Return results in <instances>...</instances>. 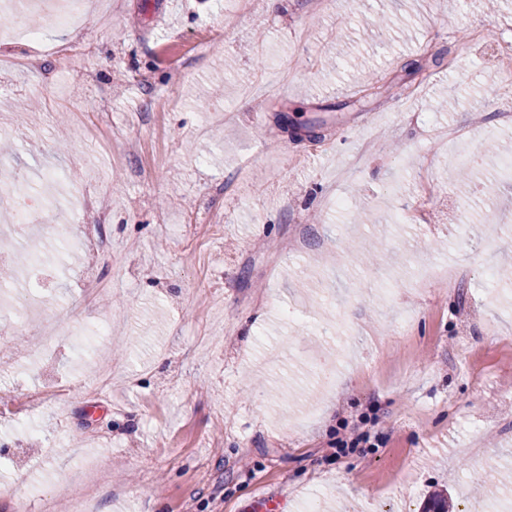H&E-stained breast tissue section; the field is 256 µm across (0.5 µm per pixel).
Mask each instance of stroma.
I'll return each instance as SVG.
<instances>
[{"mask_svg": "<svg viewBox=\"0 0 512 512\" xmlns=\"http://www.w3.org/2000/svg\"><path fill=\"white\" fill-rule=\"evenodd\" d=\"M88 6L84 29L41 10L39 43L0 37V243L23 251L12 210L39 198L66 243L45 313L111 320L91 350L20 351L36 334L0 312V395L37 428L0 414V512H72L91 459L95 512H243L260 487L288 512H423L446 490L512 512V487L472 481L512 473V278L489 275L512 262V51L485 53L512 0ZM83 195L107 215L73 218ZM297 230L305 251L282 250ZM356 426L369 447L338 452Z\"/></svg>", "mask_w": 512, "mask_h": 512, "instance_id": "1", "label": "stroma"}]
</instances>
